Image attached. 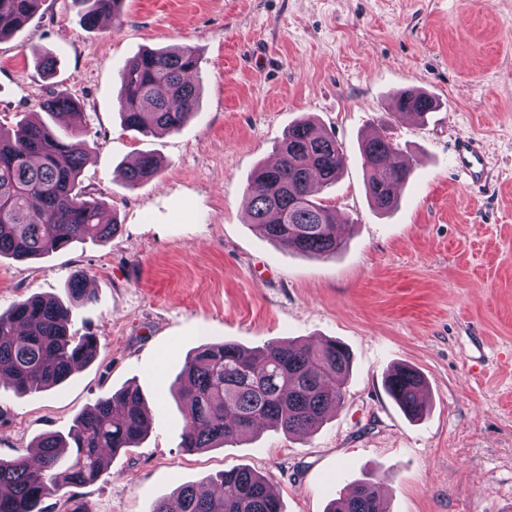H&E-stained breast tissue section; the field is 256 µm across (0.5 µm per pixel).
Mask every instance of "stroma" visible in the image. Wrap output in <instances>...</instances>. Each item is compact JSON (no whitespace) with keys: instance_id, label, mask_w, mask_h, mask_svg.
Masks as SVG:
<instances>
[{"instance_id":"obj_1","label":"stroma","mask_w":512,"mask_h":512,"mask_svg":"<svg viewBox=\"0 0 512 512\" xmlns=\"http://www.w3.org/2000/svg\"><path fill=\"white\" fill-rule=\"evenodd\" d=\"M199 55L197 111L177 132L124 129L118 74L145 50ZM55 61L46 75L42 58ZM79 113L37 110L57 87ZM429 94L425 121L389 113L396 91ZM40 116L83 132L79 189L119 227L39 258H0V312L34 294L66 299L83 274L96 295L69 332L99 352L63 385L25 395L0 386V458L32 457L99 399L137 384L153 412L138 447L98 480L44 499V512H150L179 486L248 467L283 512H326L362 481L385 512H512V0H125L120 25L87 26L73 0H42L0 39V126ZM312 118L345 154L322 193L344 246L315 259L257 235L246 190L289 126ZM384 134L415 159L397 206L366 197L364 137ZM480 140L486 179L465 184L456 140ZM159 172L133 188L142 154ZM336 340L352 369L344 400L314 432L269 428L234 448L188 453L169 387L204 343L260 349ZM426 380L428 410L409 420L383 381L396 365Z\"/></svg>"}]
</instances>
